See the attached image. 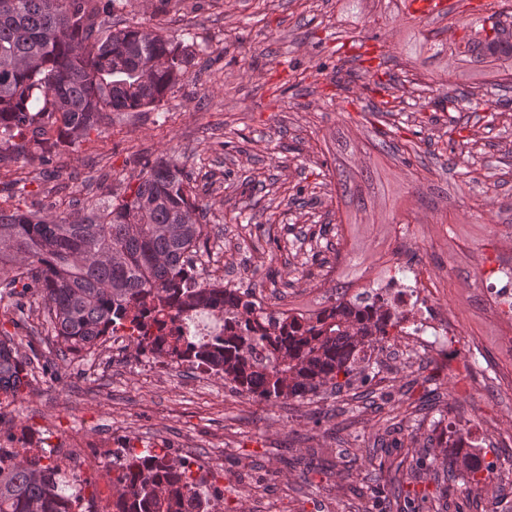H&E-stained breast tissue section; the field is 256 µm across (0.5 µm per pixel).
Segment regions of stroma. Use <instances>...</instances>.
<instances>
[{"label":"stroma","mask_w":512,"mask_h":512,"mask_svg":"<svg viewBox=\"0 0 512 512\" xmlns=\"http://www.w3.org/2000/svg\"><path fill=\"white\" fill-rule=\"evenodd\" d=\"M473 2L454 0L444 16L405 24L387 0H366L359 15L345 0H183L166 13L158 0H133L113 24L154 26L192 45L185 79L158 106L113 113L101 132L62 152L54 176L36 157L0 169V206L79 217L136 187L148 163L170 159L206 209L204 275H232L283 310L325 302L326 292L312 287L323 274L312 252L334 262L336 282L356 292L405 234L408 258L447 277L440 301L462 330L454 350H420L396 369L384 342L341 393L271 403L174 363L146 377L133 357L108 349L87 367L80 356H61L53 337L14 326L6 298L0 335L10 334L21 354L39 350L54 371L36 374L0 408V427L38 432L49 423L59 435L79 427L137 449L185 445L223 466L222 512H436L442 501L448 512H512V390L496 383L506 328L483 299L488 271L512 240V111L423 106L412 84L419 75L434 78L437 96L460 91L455 78L437 82L444 59L398 68L420 33L460 37L477 24ZM346 31L366 39L369 56L386 53L387 91L355 82L338 93L336 35ZM296 70L306 79L293 88ZM393 99L398 112L367 110ZM381 140L411 146L406 162L378 153ZM341 164L379 170L375 196L353 224L328 178ZM272 237L280 250H271ZM344 240L358 267L337 262ZM459 428L490 467L485 486L469 490L462 474L445 479L438 463L412 479L407 449ZM397 486L409 500L393 497Z\"/></svg>","instance_id":"1"}]
</instances>
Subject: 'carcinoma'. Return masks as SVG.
<instances>
[{
	"mask_svg": "<svg viewBox=\"0 0 512 512\" xmlns=\"http://www.w3.org/2000/svg\"><path fill=\"white\" fill-rule=\"evenodd\" d=\"M119 0H0V164L39 154L53 164L79 138L99 130L111 112L158 106L193 64L190 46L143 26L114 28L107 18ZM469 27L450 57L453 75L474 88L448 98L471 103L484 85L512 90V34L494 23ZM337 196L356 212L366 210L358 176L336 169ZM190 178L164 158L149 166L128 195L67 220L39 211L0 207V297L15 299L25 322L27 296L45 303V321L62 355L93 346L111 329H129L137 351L159 350L172 361L188 360L267 402L303 399L328 387L341 391L367 352L399 327L388 304L368 291L346 298L336 287L330 304L309 317L276 311L273 332L252 335V289L188 288L194 256L207 244ZM224 306V335L183 347L184 336H160L152 325L176 321L194 308ZM269 347V363L252 359L257 342ZM47 370L37 351L13 355L0 339V389L18 387L28 369ZM344 382H339V377ZM438 455L449 469L469 475L477 489L485 479L479 457L464 437L438 438ZM58 466L23 455L0 467V512H63ZM118 512H212L209 496L181 465L146 448L127 450L112 467Z\"/></svg>",
	"mask_w": 512,
	"mask_h": 512,
	"instance_id": "cac0c4a2",
	"label": "carcinoma"
}]
</instances>
